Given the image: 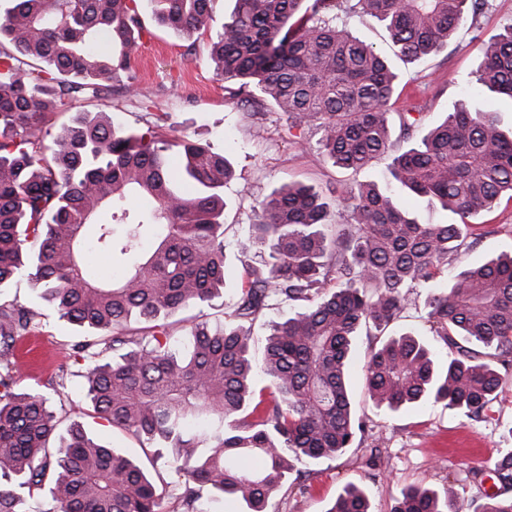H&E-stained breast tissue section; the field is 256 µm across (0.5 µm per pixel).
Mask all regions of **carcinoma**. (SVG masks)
Returning <instances> with one entry per match:
<instances>
[{
    "label": "carcinoma",
    "mask_w": 512,
    "mask_h": 512,
    "mask_svg": "<svg viewBox=\"0 0 512 512\" xmlns=\"http://www.w3.org/2000/svg\"><path fill=\"white\" fill-rule=\"evenodd\" d=\"M155 21L192 35L212 0H150ZM485 0H236L210 48L216 79L258 115L269 105L294 127H313L333 165L358 170L386 156L398 188L452 215L420 224L375 183L335 188L347 220L328 237L331 205L314 188L288 184L255 201L245 251L268 249L240 279L233 311L212 329L194 324L180 350L167 319L223 292L224 185L229 159L188 135L164 139L78 112L56 134L45 116L99 98L129 78L143 26L138 0H13L0 11V285L22 271L59 318L95 336L77 345L90 362L86 394L97 417L170 450L182 512L207 492L268 512L295 461L342 454L365 428L347 390L353 341L400 318L410 289L427 287V317L448 347L447 368L411 333L368 353L365 381L378 407L443 402L469 418L490 410L512 363V255L460 271L450 258L471 219L512 198V137L497 113H446L410 148L390 153L393 117L409 139L421 112L392 115L398 74L385 57L336 24L367 14L407 61L448 46ZM476 85L512 100V25L482 44ZM144 238L150 251L138 250ZM112 259L93 272L87 253ZM301 311L269 322L262 365L251 323L270 302ZM146 324L131 335L127 322ZM35 313L0 305V512H23L47 495L50 512H160L143 467L71 423L61 434L48 400L13 391L16 342ZM498 490L479 512H512V448L492 468ZM455 482L439 493L401 491L390 512H448ZM328 512H370L349 484Z\"/></svg>",
    "instance_id": "cac0c4a2"
}]
</instances>
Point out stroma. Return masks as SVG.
Returning <instances> with one entry per match:
<instances>
[{"mask_svg":"<svg viewBox=\"0 0 512 512\" xmlns=\"http://www.w3.org/2000/svg\"><path fill=\"white\" fill-rule=\"evenodd\" d=\"M233 8L234 0H214L212 21L188 37L157 26L148 0H143L140 15L147 32L131 56L133 92L118 85L111 96L78 102L72 110L105 112L117 126H151L165 138L194 136L228 157L235 169L234 179L224 187L226 263L233 276L205 313L190 309L172 317L171 331L177 338L187 336L202 318L210 327L222 325L236 300L238 276L260 266L262 249L243 253L236 247L237 239L247 231L255 199L289 183H303L324 192L342 183L382 184L388 178L386 160L357 172L332 166L320 154L314 131L290 127L287 116L279 112L254 116L230 97L223 82L214 78L209 52ZM339 22L389 58L404 88V96L393 104V111L418 105L433 124L462 105L472 111L498 112L501 129L512 130V100L488 91H469L480 63L482 42L512 24V0H487L476 17L462 21L446 49L416 62L395 57L391 40L376 18L351 14L341 16ZM72 112L47 114L46 129L57 132L69 122ZM475 222L481 239L478 244L461 247L453 268L512 251V200L501 201ZM426 298V289H413L401 318L386 332H415L432 349L436 363L443 366L450 352L430 329ZM0 303L39 314L35 332L16 346L14 390L42 391L64 423L81 422L89 434L137 460L153 478L173 482L165 460L154 449L141 446L131 434L94 417L83 395L88 366L74 352L76 344L85 339V331L50 312L37 286L25 275L0 286ZM381 342V337L364 332L354 341L348 383L356 414L366 423L364 436L342 455L297 464L271 498L269 512H327L351 483L365 491L371 512H390L402 489L418 485L439 491L451 480L456 483L457 495L450 512H477L485 492L492 488L490 470L499 449L512 448V372L484 419L474 420L444 404L423 401L389 412L376 407L365 390L367 354ZM58 384L63 387L59 395L54 392Z\"/></svg>","mask_w":512,"mask_h":512,"instance_id":"obj_1","label":"stroma"}]
</instances>
